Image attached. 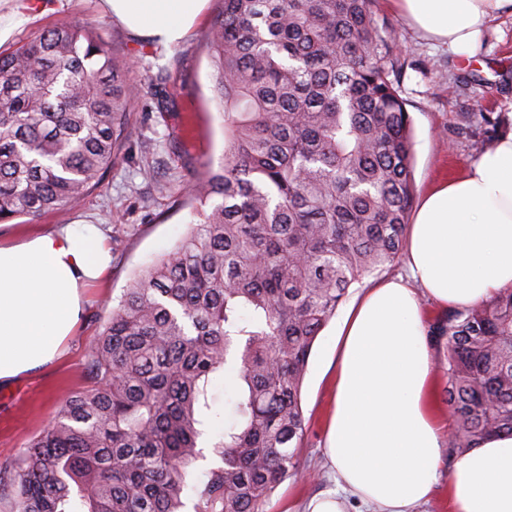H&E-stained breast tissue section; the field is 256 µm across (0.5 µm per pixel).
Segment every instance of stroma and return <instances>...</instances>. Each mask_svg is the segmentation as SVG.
<instances>
[{"label": "stroma", "instance_id": "obj_1", "mask_svg": "<svg viewBox=\"0 0 512 512\" xmlns=\"http://www.w3.org/2000/svg\"><path fill=\"white\" fill-rule=\"evenodd\" d=\"M217 10V0H208L199 25L179 45L166 49L132 37L102 10L100 0H54L53 12L24 23L0 43V52L6 53L57 26L91 27L116 61H129L128 84L137 92L125 117V149L99 187L74 207L0 224V239L6 241L26 230L96 224L105 230L112 250L110 276L86 291L79 328L63 354L42 370L0 387V462L19 455L62 401L86 387V347L101 331L113 298L136 271L185 234L191 220L184 204L186 188L207 166L224 160V121L211 100L206 54ZM375 10L405 59L400 87L413 120L415 196L420 199L435 181L461 174L480 154L478 138L459 132L464 116L491 112L499 116L501 132L512 131V15L491 20L477 56L469 58L423 37L396 0H376ZM160 71L171 96L165 110L157 106L150 86ZM405 263L398 258L350 288L346 303L315 342L302 391L308 429L299 450L301 474L277 487L268 512H306L313 495L336 488L337 475L324 454L336 330L352 302L368 288L403 274Z\"/></svg>", "mask_w": 512, "mask_h": 512}]
</instances>
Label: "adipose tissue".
<instances>
[{
	"mask_svg": "<svg viewBox=\"0 0 512 512\" xmlns=\"http://www.w3.org/2000/svg\"><path fill=\"white\" fill-rule=\"evenodd\" d=\"M207 0H103L136 36L168 48L199 22ZM406 18L454 52L475 55L489 21L512 0H399ZM405 278L371 289L336 339L334 407L326 453L373 512H413L434 488L441 422L433 400L418 290L465 308L512 288V133L423 197L407 230ZM112 254L93 224L0 241V384L51 364L79 324L84 290L103 282ZM343 491L309 512H344ZM454 512H512V435L485 440L448 474Z\"/></svg>",
	"mask_w": 512,
	"mask_h": 512,
	"instance_id": "1",
	"label": "adipose tissue"
}]
</instances>
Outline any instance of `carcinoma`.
<instances>
[{
	"instance_id": "obj_1",
	"label": "carcinoma",
	"mask_w": 512,
	"mask_h": 512,
	"mask_svg": "<svg viewBox=\"0 0 512 512\" xmlns=\"http://www.w3.org/2000/svg\"><path fill=\"white\" fill-rule=\"evenodd\" d=\"M207 56L224 164L195 222L141 269L88 346L90 385L3 469L11 512H267L299 473L302 386L349 289L391 265L414 200L400 55L373 0H219ZM127 64L87 26L0 53V223L72 207L122 148ZM483 145L499 118L479 115ZM448 452L512 432V288L429 325ZM236 371L234 418L211 387Z\"/></svg>"
}]
</instances>
